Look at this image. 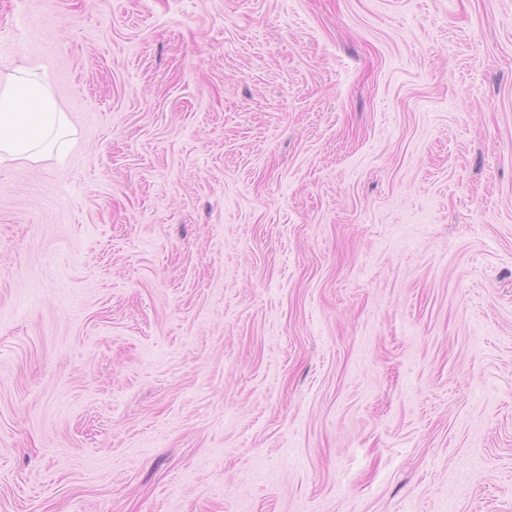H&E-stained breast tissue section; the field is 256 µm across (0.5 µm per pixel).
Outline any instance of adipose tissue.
I'll list each match as a JSON object with an SVG mask.
<instances>
[{"label": "adipose tissue", "mask_w": 512, "mask_h": 512, "mask_svg": "<svg viewBox=\"0 0 512 512\" xmlns=\"http://www.w3.org/2000/svg\"><path fill=\"white\" fill-rule=\"evenodd\" d=\"M68 133L66 114L43 83L14 75L0 88V161H38Z\"/></svg>", "instance_id": "obj_1"}]
</instances>
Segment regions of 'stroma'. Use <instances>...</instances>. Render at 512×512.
I'll use <instances>...</instances> for the list:
<instances>
[{
  "label": "stroma",
  "instance_id": "1",
  "mask_svg": "<svg viewBox=\"0 0 512 512\" xmlns=\"http://www.w3.org/2000/svg\"><path fill=\"white\" fill-rule=\"evenodd\" d=\"M0 512H512V0H0ZM68 134L66 114L43 83L12 75L0 91V161H38Z\"/></svg>",
  "mask_w": 512,
  "mask_h": 512
}]
</instances>
